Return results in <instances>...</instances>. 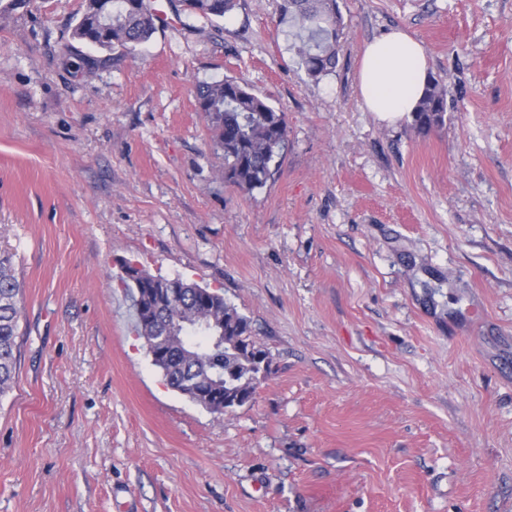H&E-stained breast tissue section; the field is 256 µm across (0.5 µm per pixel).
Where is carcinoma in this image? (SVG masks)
Listing matches in <instances>:
<instances>
[{
	"label": "carcinoma",
	"mask_w": 512,
	"mask_h": 512,
	"mask_svg": "<svg viewBox=\"0 0 512 512\" xmlns=\"http://www.w3.org/2000/svg\"><path fill=\"white\" fill-rule=\"evenodd\" d=\"M235 7V0H192L189 13L206 19H220ZM281 12L297 26L294 48L309 76L319 79L336 71L345 29L338 0H282ZM159 19L152 0H96L83 10L72 37L108 50L131 53L148 42ZM200 111L208 118L215 145L224 152V183L241 191L260 189L270 181L288 147L285 112L274 107L237 79L203 82L196 86ZM445 93L436 81L429 83L413 113L412 126L428 133L445 120ZM132 298L144 289H177L178 302L166 304L143 315L136 314L140 337L182 336L192 347L178 344L169 348L167 364L159 367L167 384L180 391L198 383L211 372L221 373L216 389L250 385L258 368L247 349L258 352L251 338L250 322L222 296L204 305L197 294L201 286L179 278L158 277L142 269L122 279ZM23 284L18 279L14 255L0 252V397L16 383L18 327ZM224 320V335L242 336L243 349L215 350L201 327L212 320Z\"/></svg>",
	"instance_id": "obj_1"
}]
</instances>
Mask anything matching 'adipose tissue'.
Segmentation results:
<instances>
[{
	"label": "adipose tissue",
	"mask_w": 512,
	"mask_h": 512,
	"mask_svg": "<svg viewBox=\"0 0 512 512\" xmlns=\"http://www.w3.org/2000/svg\"><path fill=\"white\" fill-rule=\"evenodd\" d=\"M429 79L424 45L404 28L366 43L358 68L361 100L377 119L395 123L409 117Z\"/></svg>",
	"instance_id": "ef3b65f1"
}]
</instances>
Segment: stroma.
Segmentation results:
<instances>
[{"instance_id": "1", "label": "stroma", "mask_w": 512, "mask_h": 512, "mask_svg": "<svg viewBox=\"0 0 512 512\" xmlns=\"http://www.w3.org/2000/svg\"><path fill=\"white\" fill-rule=\"evenodd\" d=\"M281 0L176 14L132 55L75 40L84 0L0 15V251L24 284L0 398V512H512V0H338L310 78ZM402 26L442 125L364 107ZM284 110L266 187L226 185L196 83ZM223 295L271 359L217 414L138 337L123 263Z\"/></svg>"}]
</instances>
